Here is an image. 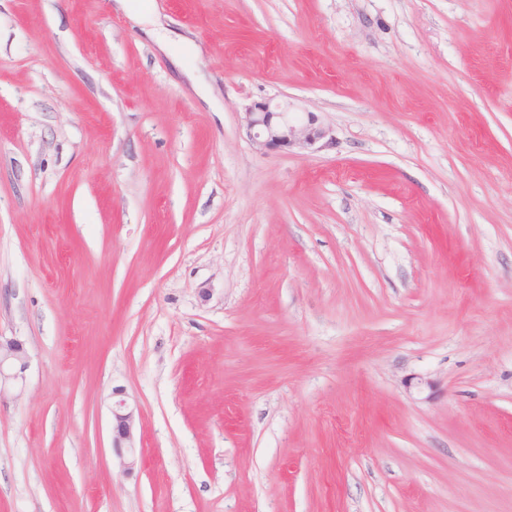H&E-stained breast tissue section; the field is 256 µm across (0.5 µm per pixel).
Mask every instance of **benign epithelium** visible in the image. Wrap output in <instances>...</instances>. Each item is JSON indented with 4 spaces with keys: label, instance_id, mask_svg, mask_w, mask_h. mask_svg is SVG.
I'll list each match as a JSON object with an SVG mask.
<instances>
[{
    "label": "benign epithelium",
    "instance_id": "benign-epithelium-1",
    "mask_svg": "<svg viewBox=\"0 0 512 512\" xmlns=\"http://www.w3.org/2000/svg\"><path fill=\"white\" fill-rule=\"evenodd\" d=\"M246 134L259 148L272 151L291 149L312 150L330 134L318 116L307 113L298 120L289 112L288 104L271 102L255 103L243 112ZM29 356L22 342L17 339H0V397L17 383L24 380ZM112 395L118 400L112 403V447L122 459L128 471L136 463V447L133 446L135 409L123 398V391L115 389Z\"/></svg>",
    "mask_w": 512,
    "mask_h": 512
}]
</instances>
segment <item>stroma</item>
<instances>
[{"label": "stroma", "mask_w": 512, "mask_h": 512, "mask_svg": "<svg viewBox=\"0 0 512 512\" xmlns=\"http://www.w3.org/2000/svg\"><path fill=\"white\" fill-rule=\"evenodd\" d=\"M0 337V512H512V0H0ZM291 114L288 102L275 105L270 101L254 103L243 112V125L246 134L260 149L320 148L322 145L319 144L329 136L330 129L313 112H307L306 120H297ZM29 356L17 339H0V396L24 380ZM123 394L122 389L112 391V398L122 396L112 402V447L116 449L117 455L122 459L125 470L130 471L136 463V447L133 446L135 409L123 398Z\"/></svg>", "instance_id": "35a3bbf8"}]
</instances>
